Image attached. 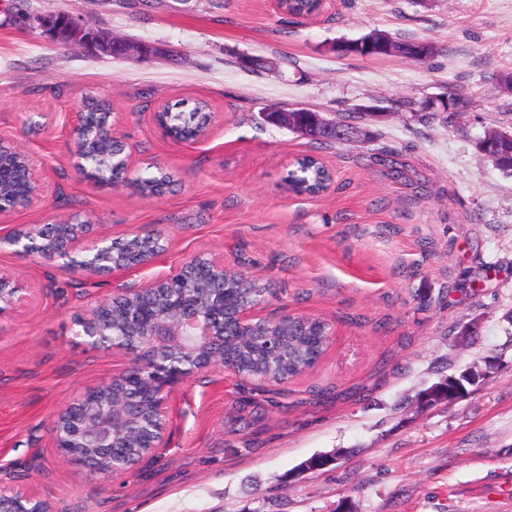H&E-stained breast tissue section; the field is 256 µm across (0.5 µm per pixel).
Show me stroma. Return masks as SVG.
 Listing matches in <instances>:
<instances>
[{
    "label": "stroma",
    "instance_id": "35a3bbf8",
    "mask_svg": "<svg viewBox=\"0 0 512 512\" xmlns=\"http://www.w3.org/2000/svg\"><path fill=\"white\" fill-rule=\"evenodd\" d=\"M61 12L160 52L92 57L28 24ZM375 30L438 52L336 54ZM246 56L265 68L241 67ZM508 76L512 0H326L295 22L272 0H0V133L36 158L40 183L0 235L72 215L96 235L137 227L166 246L119 278L0 248V277L38 289L0 317V489L50 512H512V177L476 147L487 130L512 132ZM452 88L469 106L450 123L435 106ZM90 98L112 106L129 178L158 164L163 194L79 167L71 128ZM198 99L215 114L205 138L178 142L156 124L159 105ZM279 106L360 113L368 136L311 143L262 120ZM307 153L334 174L318 197L287 187ZM199 254L271 288L260 316L330 323L323 356L274 386L190 375L170 393L165 447L108 480L67 464L51 440L57 411L129 363L87 346L76 319ZM474 365L491 371L468 395L420 405L418 392Z\"/></svg>",
    "mask_w": 512,
    "mask_h": 512
}]
</instances>
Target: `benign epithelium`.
<instances>
[{
  "label": "benign epithelium",
  "instance_id": "1",
  "mask_svg": "<svg viewBox=\"0 0 512 512\" xmlns=\"http://www.w3.org/2000/svg\"><path fill=\"white\" fill-rule=\"evenodd\" d=\"M44 37L55 43L80 42L85 49L98 55L108 51L117 58L135 56L150 59L158 54L154 45L132 39L114 40L107 33L83 28L80 21L63 14L48 26L44 17L29 19ZM88 101L75 115L72 137L75 154L81 155L80 132ZM308 120L298 127L302 134L311 128L321 127L345 139L354 127L338 126L318 112L307 111ZM0 160L8 162L18 176L25 199L0 198V214L29 207L38 199L39 183L37 162L13 139L0 135ZM58 228V238L39 245V254L52 257L82 254L84 259L74 266L91 273L99 264L110 268V274L121 277L126 272L153 266L165 251L156 235L139 229L126 231L121 238L130 253L112 248V238L107 235L92 236L88 226L73 218L61 217L53 222ZM41 226L24 224L11 233L8 244L22 254L33 252L35 239ZM213 274L230 273L224 261L198 256L179 268L143 283L139 288H123L102 300L83 319L81 335L85 342L114 354L131 357L129 367L105 384L89 387L57 413L52 428L53 442L58 453L71 465L87 471L99 479L110 478L121 470L126 471L134 462L125 460L116 467V450L123 448L139 432L140 422L149 417L152 429L146 438L145 458L155 449L165 446L169 424L168 396L171 389L183 378L197 372L234 367L224 358V312L204 308L184 288L188 278L197 269ZM35 288L0 278V316L12 310L32 295ZM261 302L240 306L233 315L238 336L234 340L245 344L252 341L250 332L262 318L256 314ZM119 326L124 330L119 341L111 338L110 329ZM0 512H43L40 499L19 491H0Z\"/></svg>",
  "mask_w": 512,
  "mask_h": 512
}]
</instances>
